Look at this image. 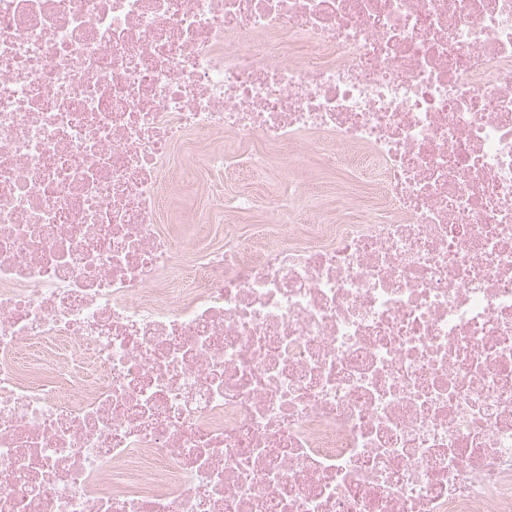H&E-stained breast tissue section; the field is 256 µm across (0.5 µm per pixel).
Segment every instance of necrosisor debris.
Returning a JSON list of instances; mask_svg holds the SVG:
<instances>
[{
	"mask_svg": "<svg viewBox=\"0 0 512 512\" xmlns=\"http://www.w3.org/2000/svg\"><path fill=\"white\" fill-rule=\"evenodd\" d=\"M0 512H512V0H0ZM223 178L224 199L240 194H265L272 189H278L284 195L288 194V184L270 185L262 172H255L251 177L244 179L236 176L235 172L224 169Z\"/></svg>",
	"mask_w": 512,
	"mask_h": 512,
	"instance_id": "1",
	"label": "necrosis or debris"
}]
</instances>
